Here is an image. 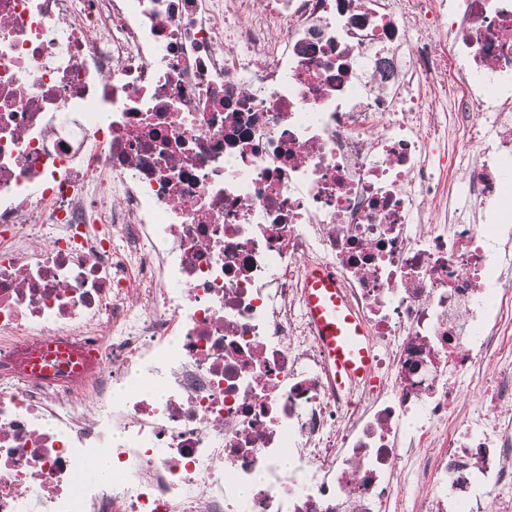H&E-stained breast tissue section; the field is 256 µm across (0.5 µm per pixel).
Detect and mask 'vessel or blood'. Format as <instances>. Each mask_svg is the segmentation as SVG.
<instances>
[{"instance_id":"vessel-or-blood-1","label":"vessel or blood","mask_w":512,"mask_h":512,"mask_svg":"<svg viewBox=\"0 0 512 512\" xmlns=\"http://www.w3.org/2000/svg\"><path fill=\"white\" fill-rule=\"evenodd\" d=\"M303 279L306 312L338 389L346 390L370 378L375 352L369 327L350 304L334 271L325 265H310L304 268Z\"/></svg>"}]
</instances>
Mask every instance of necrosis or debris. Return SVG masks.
<instances>
[{"label": "necrosis or debris", "instance_id": "necrosis-or-debris-1", "mask_svg": "<svg viewBox=\"0 0 512 512\" xmlns=\"http://www.w3.org/2000/svg\"><path fill=\"white\" fill-rule=\"evenodd\" d=\"M511 161L512 0H0V512H512ZM305 308L340 391L370 378L375 352L368 324L350 304L326 265L303 270Z\"/></svg>", "mask_w": 512, "mask_h": 512}]
</instances>
